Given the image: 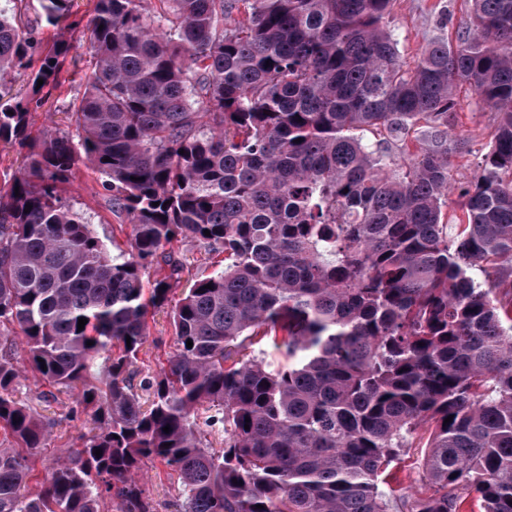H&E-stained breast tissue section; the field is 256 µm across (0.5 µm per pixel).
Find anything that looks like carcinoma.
<instances>
[{
	"label": "carcinoma",
	"mask_w": 512,
	"mask_h": 512,
	"mask_svg": "<svg viewBox=\"0 0 512 512\" xmlns=\"http://www.w3.org/2000/svg\"><path fill=\"white\" fill-rule=\"evenodd\" d=\"M392 2L94 0L63 110L76 134L39 138L31 104L72 46L33 31L74 0L0 12V145L26 150L0 186V512H158L149 461L176 477L177 512H512V0H471V25L412 67ZM463 85L497 126L450 235ZM409 139L422 153L391 163L382 142ZM81 163L129 218V253L70 204ZM182 240L223 259L171 307L176 348L144 375ZM16 329L37 397L93 422L34 486L50 432L15 396ZM422 434L431 493L393 499L383 474Z\"/></svg>",
	"instance_id": "carcinoma-1"
}]
</instances>
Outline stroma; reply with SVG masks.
Returning a JSON list of instances; mask_svg holds the SVG:
<instances>
[{"label": "stroma", "mask_w": 512, "mask_h": 512, "mask_svg": "<svg viewBox=\"0 0 512 512\" xmlns=\"http://www.w3.org/2000/svg\"><path fill=\"white\" fill-rule=\"evenodd\" d=\"M471 14L470 0H394L390 27L399 41L398 47L407 63H414L428 44L437 38L453 39L465 27ZM84 86L79 75L66 72L63 84L44 94L40 107L33 114V133L48 127L65 128L62 108L78 102ZM458 118L448 131L449 141L466 140V152L451 155L450 195L458 197L461 189L475 178L482 155L495 132V115L484 109L474 91L467 86L456 93ZM97 173L86 165H79L68 192L75 208L87 213L95 233L112 253L129 250L132 226L120 223L112 215L100 185ZM175 349L174 330L168 310H158L150 321V336L141 354L139 365L143 371L156 372L165 367ZM18 399L34 405L44 420L50 421V438L36 458V475H44L65 450L77 448L82 434L92 426L88 416L68 415L69 402L60 399L53 404L37 401L30 380L20 379L16 392ZM423 448H407L391 463L384 474L385 489L395 496H424L427 485L422 477ZM146 493L158 504L159 512H174L176 485L167 469L157 462L147 463L142 471Z\"/></svg>", "instance_id": "obj_1"}]
</instances>
